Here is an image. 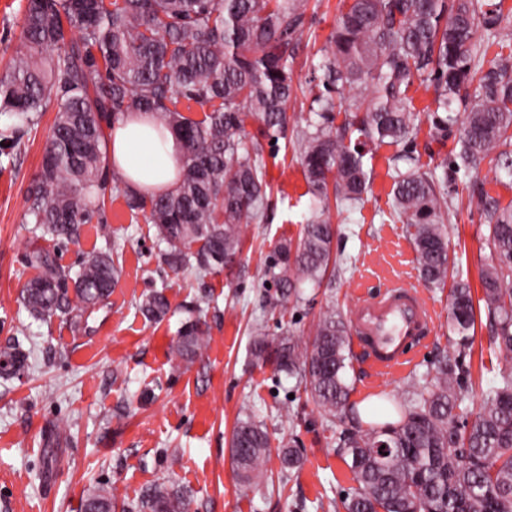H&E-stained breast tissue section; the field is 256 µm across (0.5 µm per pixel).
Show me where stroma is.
Wrapping results in <instances>:
<instances>
[{
  "label": "stroma",
  "instance_id": "35a3bbf8",
  "mask_svg": "<svg viewBox=\"0 0 512 512\" xmlns=\"http://www.w3.org/2000/svg\"><path fill=\"white\" fill-rule=\"evenodd\" d=\"M338 4L311 0L312 26L301 41L296 82H308L307 58L335 27ZM25 5L0 0V74L19 48ZM410 94L419 125L414 153L423 170L442 171L458 134L431 139L426 107L433 94L418 86ZM55 116L52 109L42 113L15 146L0 139V347L18 340L30 353L20 374L0 379V512H82L85 498L100 491L112 493L115 512H139L159 486L183 495L190 512H344L342 496L353 482L336 454L335 425L295 379L274 365H256L250 355L253 313L280 296L278 288L260 287L257 277L276 245L298 239L312 215L294 135L265 148L268 210L243 233L238 263L245 275L224 271L201 279L190 270L176 274L159 266L154 227L131 213L118 194L106 205L105 223L86 225L77 243L33 240L23 197L40 168ZM398 151L395 144L372 148L363 202L331 216L334 287L303 285L301 302L287 301L286 312H270L265 322L270 341L286 330L304 341L325 309L349 317L358 294L401 280L420 290L436 311L431 337L411 350L407 370L384 381L372 380L364 359L352 354L347 377L350 401L358 408L373 397L400 403L408 382L453 350L449 289L426 287L411 228L393 213L390 159ZM468 186L464 176L449 182L445 227L454 277L476 290L490 261L489 228L470 206ZM34 246L55 252L61 265L72 268L92 253L111 250L121 278L108 304L71 320L32 318L19 291L36 274L25 263ZM153 289L163 290L171 307L158 324L138 308ZM203 292L215 301L205 317L209 343L187 366L173 346L182 323L196 318L195 300ZM511 365L495 348L489 324L478 323L464 359L472 384L491 385ZM248 415L266 427L272 443L294 439L302 467L285 472L273 454L264 479L243 484L231 464L230 442L237 420Z\"/></svg>",
  "mask_w": 512,
  "mask_h": 512
}]
</instances>
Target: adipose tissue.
I'll list each match as a JSON object with an SVG mask.
<instances>
[{
    "mask_svg": "<svg viewBox=\"0 0 512 512\" xmlns=\"http://www.w3.org/2000/svg\"><path fill=\"white\" fill-rule=\"evenodd\" d=\"M182 148L171 132L157 133L148 115L132 114L112 128L109 161L129 186L143 193L172 190L178 181Z\"/></svg>",
    "mask_w": 512,
    "mask_h": 512,
    "instance_id": "1",
    "label": "adipose tissue"
}]
</instances>
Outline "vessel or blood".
<instances>
[{
	"label": "vessel or blood",
	"mask_w": 512,
	"mask_h": 512,
	"mask_svg": "<svg viewBox=\"0 0 512 512\" xmlns=\"http://www.w3.org/2000/svg\"><path fill=\"white\" fill-rule=\"evenodd\" d=\"M432 328L427 302L417 289L402 285L358 298L351 315L352 341L374 375L407 367L410 347L427 341Z\"/></svg>",
	"instance_id": "obj_1"
}]
</instances>
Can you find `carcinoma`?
<instances>
[{
	"label": "carcinoma",
	"instance_id": "carcinoma-1",
	"mask_svg": "<svg viewBox=\"0 0 512 512\" xmlns=\"http://www.w3.org/2000/svg\"><path fill=\"white\" fill-rule=\"evenodd\" d=\"M310 0H27L21 47L0 77V112L12 118L18 143L55 105L56 117L41 168L24 197L33 232L63 242L81 237L87 224L104 221L106 193L123 194L126 206L155 227L163 248L158 264L191 269L200 278L230 270L241 250L244 227L262 220L267 207L265 142L296 131L299 160L314 210L297 243L278 244L265 276L281 296L299 286L332 285L336 228L330 211L363 199L371 179L369 145L407 144L417 134L408 96L415 81L433 89L427 107L433 136L448 137L463 112L453 159L442 176L420 171L406 150L393 158V210L412 227L424 279L441 285L452 265L443 213L448 180L476 175L496 153L495 169L512 174V11L493 0H347L336 28L311 63L318 91L307 117L296 120L294 65L309 24ZM500 51L485 61L482 42ZM204 108L194 119L181 101ZM148 112L156 127L172 131L182 147L177 187L145 195L131 189L105 162L112 123ZM345 121L336 125V115ZM258 123L246 130L248 120ZM470 203L486 218L494 262L481 274L482 297L470 285L450 291L448 328L454 351L411 383L413 397L394 424L342 431L336 453L356 486L344 512H512V368L480 389L481 408L469 429L455 425L474 393L462 382V358L472 346L476 315L484 313L499 352L512 359V205L503 206L483 184ZM38 274L22 287L29 313L41 319L108 303L120 270L107 252L85 258L77 271L40 247L25 255ZM142 314L163 320L170 311L161 291L146 295ZM310 342L290 335L269 343L263 319L252 324L251 355L261 365L297 379L328 416L354 415L346 372L349 337L331 308L314 323ZM207 331L199 319L185 322L174 346L191 363L202 354ZM11 364L9 380L24 368L20 343L0 350ZM262 425L237 422L231 456L241 482L263 473L270 454ZM284 469L301 468L293 441L281 442ZM148 512H187L183 497L157 487L143 502ZM108 493L89 495L83 512H112Z\"/></svg>",
	"mask_w": 512,
	"mask_h": 512
}]
</instances>
